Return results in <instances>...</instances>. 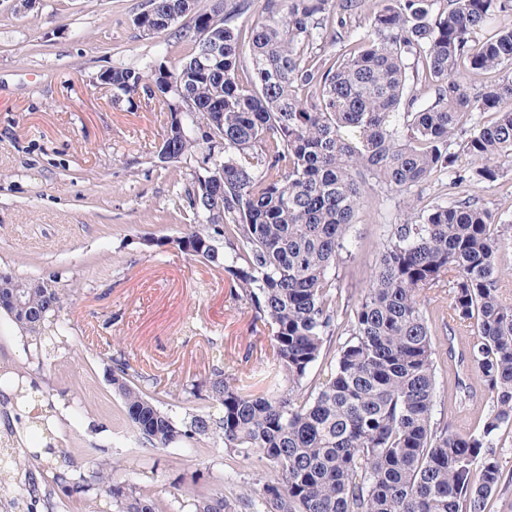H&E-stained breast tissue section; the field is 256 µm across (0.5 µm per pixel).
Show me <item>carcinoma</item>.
<instances>
[{
    "label": "carcinoma",
    "mask_w": 512,
    "mask_h": 512,
    "mask_svg": "<svg viewBox=\"0 0 512 512\" xmlns=\"http://www.w3.org/2000/svg\"><path fill=\"white\" fill-rule=\"evenodd\" d=\"M266 0L265 17L241 29L238 0H149L136 21L169 31L187 49L170 70L155 60L112 68L116 97L143 93L171 112L162 147L215 178H194L180 209L179 250L224 268L258 322L269 327L271 361L261 371L213 377L185 392L201 411L179 420L148 393L149 378L111 358L124 420L155 449L203 438L227 460L259 468L255 489L200 486L191 512H487L503 479L501 431H512V301L499 288L512 225L470 197L415 213L411 191L453 166L460 147L473 164L458 176L489 188L512 164V79L475 93L469 76L512 70V11L494 34L475 35L495 0H380L349 40L348 19L370 0ZM188 17L191 23L176 26ZM335 48L325 58L321 43ZM424 87L411 86V62ZM491 112L495 119L480 116ZM378 185L403 200L365 288H341L349 234ZM448 288L433 311L424 288ZM72 289L0 271V311L39 364L68 346L62 312ZM466 333V368L484 387L487 412L461 431L434 421L438 373L431 317ZM344 329L345 339L332 345ZM318 367L314 385L306 381ZM35 386L10 377L0 392L26 403ZM46 459L0 453V466L53 473L73 508L163 512L154 493L114 480L118 463L92 460L90 480Z\"/></svg>",
    "instance_id": "carcinoma-1"
}]
</instances>
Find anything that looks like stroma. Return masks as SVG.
I'll use <instances>...</instances> for the list:
<instances>
[{"label":"stroma","mask_w":512,"mask_h":512,"mask_svg":"<svg viewBox=\"0 0 512 512\" xmlns=\"http://www.w3.org/2000/svg\"><path fill=\"white\" fill-rule=\"evenodd\" d=\"M148 0H37L29 9L0 0V269L27 277L61 274L76 282L63 312L72 342L39 367L0 312V374L22 373L51 392L55 439L73 476L88 475L97 449L119 462L116 481L146 486L161 500H189L194 489L252 481L251 464L228 466L224 449L147 447L122 416L108 382L122 355L154 377L152 394L176 418L199 403L186 384L212 372L214 350L226 374L261 370L268 334L234 299L222 267L174 244L195 160L157 158L170 123L146 96L114 98L101 73L147 59L174 68L182 47L146 35L136 17ZM419 206L458 196L512 217V166L491 188L438 175L415 189ZM399 196L374 187L350 231L353 260L345 287L360 288L387 225L399 223ZM80 412H73V405Z\"/></svg>","instance_id":"1"}]
</instances>
